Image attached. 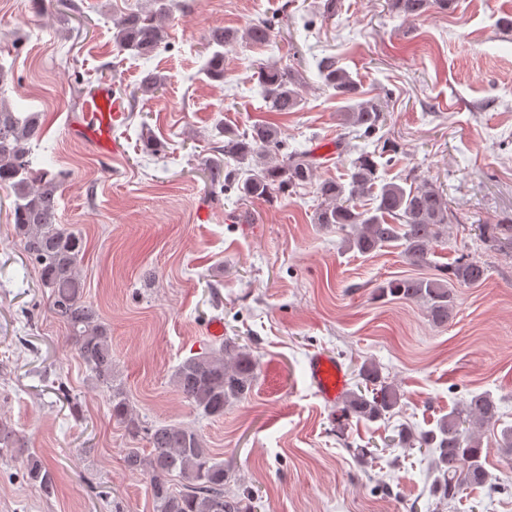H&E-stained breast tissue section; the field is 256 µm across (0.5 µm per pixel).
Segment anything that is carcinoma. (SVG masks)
<instances>
[{
	"instance_id": "cac0c4a2",
	"label": "carcinoma",
	"mask_w": 512,
	"mask_h": 512,
	"mask_svg": "<svg viewBox=\"0 0 512 512\" xmlns=\"http://www.w3.org/2000/svg\"><path fill=\"white\" fill-rule=\"evenodd\" d=\"M152 9L130 13L115 22V43L122 51L150 58L164 41V21L173 12L169 0H151ZM454 0H390L398 15L420 17L431 9L447 11ZM272 27L261 20L244 33L223 27L210 29L205 37L208 52L203 73L212 80L224 79V48L239 39L262 43ZM323 84L345 103L340 125L348 132L368 137L384 121L380 104L364 99L359 82L332 57L317 62ZM260 94L272 112H295L302 103L301 83L288 69L275 64L259 67ZM161 75L147 73L139 91L158 92ZM281 130L258 123L242 133L224 130V143L210 147L212 156L203 171L213 190L239 191L245 198L291 196L298 189L314 188L319 200L315 223L336 226L345 232L344 246L361 255L394 246L407 264L430 263L437 243L448 232V198L433 182L398 178L379 182L380 152L363 151L351 161L344 181L325 179L314 183L317 161L310 151L283 152ZM43 136L39 112H16L0 96V186L13 190L11 216L23 251L38 269L41 286L49 289V309L67 327L76 352L93 383L109 392L110 411L132 439L143 438L148 455L138 448L126 449L127 468L148 475L155 512H255L253 495L247 489L225 490L229 469L217 460L196 430L181 424L152 425L129 404L124 392L114 388L112 333L94 303L86 300L78 265L85 250L82 234L60 223L59 201L65 178L34 164L33 147ZM244 169L224 171V159ZM480 239L489 248L512 251V224H479ZM487 267L474 259L459 258L434 277L396 278L376 288L380 298L392 297L421 304L429 321L446 326L456 316V302L448 283L478 285ZM357 389L342 400L336 422H378L401 406L403 394L385 380L378 365L364 362L358 372ZM257 363L250 351L228 340L217 352H204L185 359L172 381L178 393L203 415L221 419L224 409L252 393ZM498 421V406L489 393L465 400L462 406L441 418L436 427L417 432L409 426L397 429L387 439L401 448H420L433 454L432 491L441 501L453 500L468 486H483L489 476L481 463L479 431ZM22 458L27 480L47 496L54 492V479L43 461L20 443L13 427L0 418V458Z\"/></svg>"
}]
</instances>
